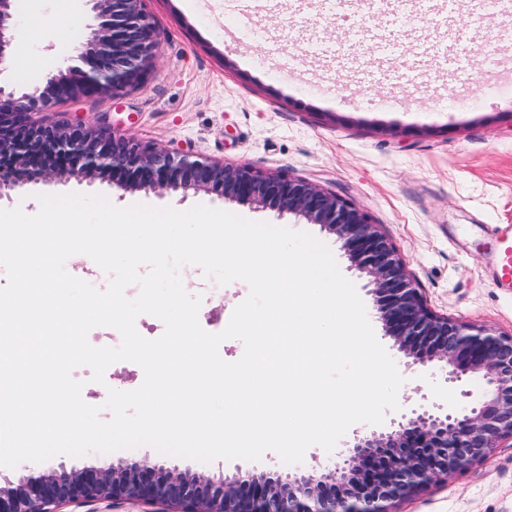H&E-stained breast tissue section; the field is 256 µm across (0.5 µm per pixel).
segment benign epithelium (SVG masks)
Here are the masks:
<instances>
[{
  "instance_id": "obj_1",
  "label": "benign epithelium",
  "mask_w": 512,
  "mask_h": 512,
  "mask_svg": "<svg viewBox=\"0 0 512 512\" xmlns=\"http://www.w3.org/2000/svg\"><path fill=\"white\" fill-rule=\"evenodd\" d=\"M16 0H0V68L9 63ZM98 23L80 44L81 65L49 75L37 94L0 85V198L28 182H79L107 173L128 190H204L229 201L288 213L336 236L368 278L386 335L407 361H437L444 381H483L477 406L428 401L354 433L347 456L321 472H268L232 479L180 473L147 460L53 471L0 486V512H112L127 501L143 512H392L391 505L485 461L512 442V336L438 315L428 306L392 240L355 203L285 173L227 165L191 152L143 146L107 128L47 122L43 111L70 100L117 95L153 67L162 33L144 0H86Z\"/></svg>"
}]
</instances>
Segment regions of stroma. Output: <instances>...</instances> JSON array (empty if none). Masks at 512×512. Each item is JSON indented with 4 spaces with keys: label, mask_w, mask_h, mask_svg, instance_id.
I'll return each mask as SVG.
<instances>
[{
    "label": "stroma",
    "mask_w": 512,
    "mask_h": 512,
    "mask_svg": "<svg viewBox=\"0 0 512 512\" xmlns=\"http://www.w3.org/2000/svg\"><path fill=\"white\" fill-rule=\"evenodd\" d=\"M254 7L253 0L230 6L225 0H145L146 12L165 34L145 82L115 98L56 104L50 120L97 121L145 145L248 163L316 183L354 202L380 225L437 314L512 334V294L491 279L484 248L500 227L512 225V82L492 76L494 63L512 62V17L483 19L479 0L436 7L427 0H405L413 21L394 25L361 12L353 18L314 9L295 14L274 2L271 35L246 47L224 17L233 13L235 24L245 26L256 18ZM31 17L41 23L35 39L25 29ZM94 22L86 0L68 5L17 0L16 51L0 71V84L28 92L43 86L49 74L77 65L80 37ZM355 24L360 34L351 47L363 59V75L326 69L301 47L309 33L333 45ZM392 28L409 39L410 51L393 77L382 78L371 48ZM385 96L397 98V105L377 107ZM64 193L102 194L122 208L146 204L184 211L205 205L309 233L331 250L343 276L354 283L376 337L390 357L398 355L377 317L366 277L319 225L211 192L121 191L105 174L82 184L32 182L0 200V207L32 213L39 209L40 195ZM180 275L195 277L198 320L210 333L223 331L249 294L245 282L217 285L198 266L182 267ZM72 376L83 382V400L100 407L105 421L112 417L105 407L109 389L133 391L144 381L143 369L131 361L110 365L101 384L92 381L86 366L75 368ZM403 378L400 408L424 394L442 403L460 401L458 390L440 378L409 372ZM142 458L227 476L285 467L272 451L258 461L203 463L142 446L0 467V481L62 465L79 470ZM395 512H512V447L495 449L465 474L398 502Z\"/></svg>",
    "instance_id": "obj_1"
}]
</instances>
